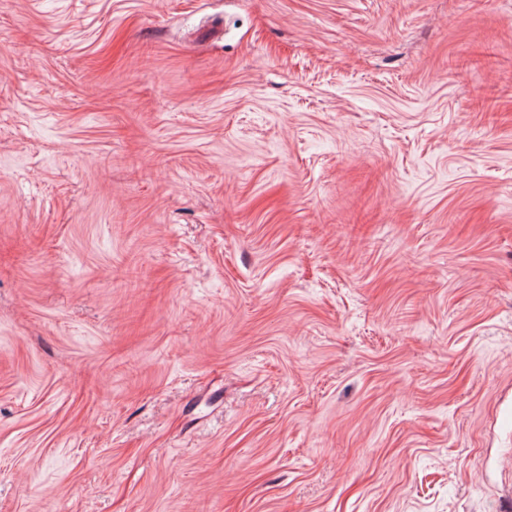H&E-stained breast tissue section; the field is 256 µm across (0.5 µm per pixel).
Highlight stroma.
<instances>
[{
	"instance_id": "35a3bbf8",
	"label": "stroma",
	"mask_w": 512,
	"mask_h": 512,
	"mask_svg": "<svg viewBox=\"0 0 512 512\" xmlns=\"http://www.w3.org/2000/svg\"><path fill=\"white\" fill-rule=\"evenodd\" d=\"M512 0H0V512H506Z\"/></svg>"
}]
</instances>
